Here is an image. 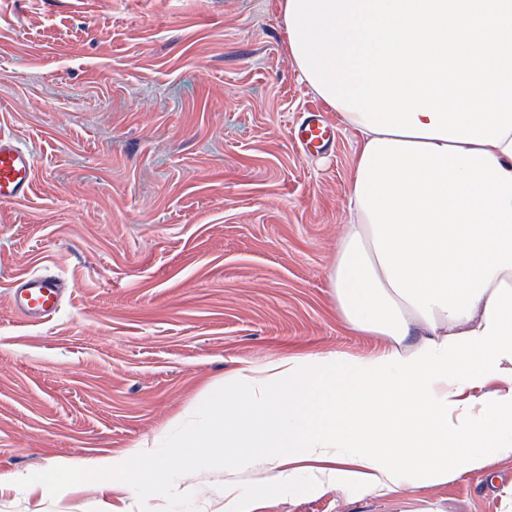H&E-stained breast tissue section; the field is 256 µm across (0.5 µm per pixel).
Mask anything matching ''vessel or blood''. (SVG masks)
I'll return each instance as SVG.
<instances>
[{
    "mask_svg": "<svg viewBox=\"0 0 512 512\" xmlns=\"http://www.w3.org/2000/svg\"><path fill=\"white\" fill-rule=\"evenodd\" d=\"M291 135L305 153H315L331 146L332 125L314 112L292 126ZM36 161L28 148L15 138L0 134V203L25 201L33 190ZM69 285L47 275H32L18 281L11 290L14 309L21 317L38 322L53 317Z\"/></svg>",
    "mask_w": 512,
    "mask_h": 512,
    "instance_id": "1",
    "label": "vessel or blood"
}]
</instances>
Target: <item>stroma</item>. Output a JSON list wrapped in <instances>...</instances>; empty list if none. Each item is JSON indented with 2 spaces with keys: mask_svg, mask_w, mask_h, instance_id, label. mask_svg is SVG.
I'll return each mask as SVG.
<instances>
[{
  "mask_svg": "<svg viewBox=\"0 0 512 512\" xmlns=\"http://www.w3.org/2000/svg\"><path fill=\"white\" fill-rule=\"evenodd\" d=\"M276 0H0V131L36 155L32 196L0 203V512H512V460L396 495L186 469L137 492L49 470L150 442L207 384L270 357L364 355L328 270L347 220L354 131L308 156L320 108ZM70 296L25 322L13 283ZM291 135L304 153H315L327 149L335 137L334 127L316 112H307V116L292 126Z\"/></svg>",
  "mask_w": 512,
  "mask_h": 512,
  "instance_id": "stroma-1",
  "label": "stroma"
}]
</instances>
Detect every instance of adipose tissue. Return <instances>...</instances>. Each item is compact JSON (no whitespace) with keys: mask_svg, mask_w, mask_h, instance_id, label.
<instances>
[{"mask_svg":"<svg viewBox=\"0 0 512 512\" xmlns=\"http://www.w3.org/2000/svg\"><path fill=\"white\" fill-rule=\"evenodd\" d=\"M279 10L301 79L359 138L336 312L387 344L241 367L206 386L195 425L50 480L135 492L262 456L291 485L399 493L512 458V0Z\"/></svg>","mask_w":512,"mask_h":512,"instance_id":"1","label":"adipose tissue"}]
</instances>
